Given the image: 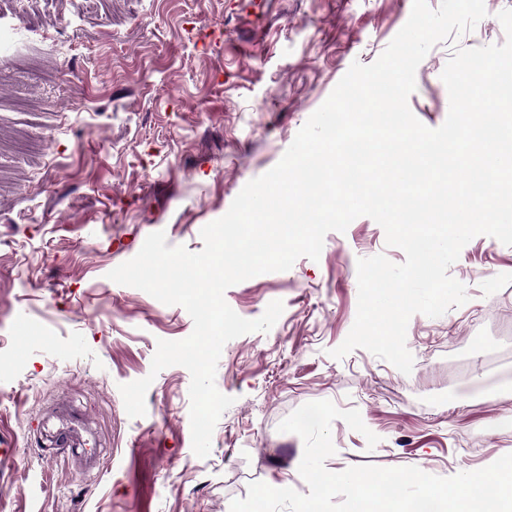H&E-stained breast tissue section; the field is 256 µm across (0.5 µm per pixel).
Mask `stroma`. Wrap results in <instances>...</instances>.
<instances>
[{
  "label": "stroma",
  "instance_id": "stroma-1",
  "mask_svg": "<svg viewBox=\"0 0 512 512\" xmlns=\"http://www.w3.org/2000/svg\"><path fill=\"white\" fill-rule=\"evenodd\" d=\"M413 0H11L16 50L0 53V448L15 452L0 512H230L250 483L310 489L304 443L280 432L303 404L357 409L365 432L331 425L325 466H417L441 477L512 453V246L479 235L448 273L468 301L413 315L403 374L357 348L331 357L357 313V261L403 251L361 216L329 232L319 260L229 287L228 305L270 331L228 341L216 371L233 397L207 457L192 450L191 375L151 374L158 340L193 331L109 272L161 231L197 252L201 230L282 158L353 62L373 63ZM487 15L435 45L416 70L413 114L440 127L454 48L503 44ZM152 376L144 416L120 385ZM84 420L100 467L53 446L58 418ZM379 438L368 446L366 432Z\"/></svg>",
  "mask_w": 512,
  "mask_h": 512
}]
</instances>
